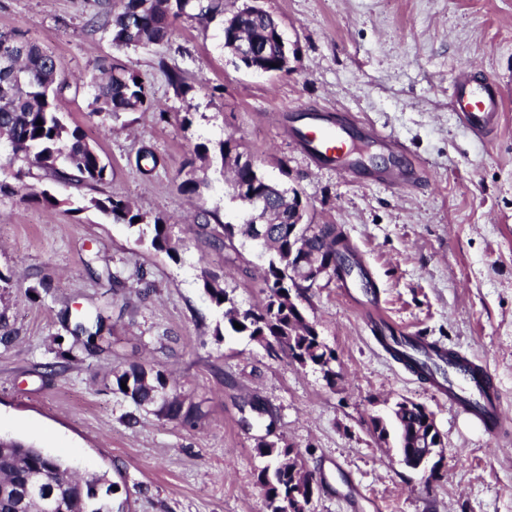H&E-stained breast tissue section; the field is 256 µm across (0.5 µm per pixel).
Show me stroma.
Returning <instances> with one entry per match:
<instances>
[{
  "label": "stroma",
  "instance_id": "35a3bbf8",
  "mask_svg": "<svg viewBox=\"0 0 512 512\" xmlns=\"http://www.w3.org/2000/svg\"><path fill=\"white\" fill-rule=\"evenodd\" d=\"M293 43L289 70L259 74L224 49L221 19L173 22L169 41L113 46L89 20L96 0H0V30L52 52L72 89L57 107L108 165L104 182H49L0 196V434L35 443L74 470L106 475L124 512H270L258 474L260 442L289 447L318 480L312 512H512V0H261ZM117 60L149 88L153 109L92 114L78 86ZM188 95L176 93L170 72ZM462 75L500 83L504 115L486 139L449 108ZM356 118L365 155L381 131L420 166L419 186L372 178L376 165L320 167L293 141L280 110ZM233 138L270 181L297 188L310 224H334L370 274L392 321L427 341L481 359L497 376L506 430L490 434L442 401L376 343L334 277L299 303L332 351L334 379L224 327L202 288L216 273L239 310L267 296L264 261L236 238L215 245L194 223L202 209L228 224L246 208L220 157L194 147ZM158 158L142 175L141 149ZM203 181L201 195L180 190ZM51 188L56 207L32 200ZM129 199L167 220L178 258L153 250L136 228L85 208L92 197ZM102 311L101 340L72 333L76 313ZM165 369L168 393L198 405L193 424L157 416L124 397L114 372ZM435 418L443 447L424 468L404 465L397 432L380 440L401 400ZM366 495L346 501L347 483Z\"/></svg>",
  "mask_w": 512,
  "mask_h": 512
}]
</instances>
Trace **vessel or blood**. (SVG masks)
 Wrapping results in <instances>:
<instances>
[{
  "label": "vessel or blood",
  "instance_id": "vessel-or-blood-1",
  "mask_svg": "<svg viewBox=\"0 0 512 512\" xmlns=\"http://www.w3.org/2000/svg\"><path fill=\"white\" fill-rule=\"evenodd\" d=\"M451 102L460 121L479 135L498 126L503 112L500 86L493 82L455 84ZM292 134L314 164L340 160L350 167L355 162L348 128L330 115L305 113L302 125L293 128ZM364 317L371 331L379 335L383 348L404 349L408 334L392 330L376 298L365 302ZM422 348L427 363L439 366L431 380L435 393L470 415L487 431H498L504 422L503 401L493 374L488 369L475 368L469 360L458 364L445 362L443 347L426 342Z\"/></svg>",
  "mask_w": 512,
  "mask_h": 512
}]
</instances>
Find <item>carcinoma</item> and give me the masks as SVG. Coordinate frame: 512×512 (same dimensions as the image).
Listing matches in <instances>:
<instances>
[{
	"label": "carcinoma",
	"instance_id": "obj_1",
	"mask_svg": "<svg viewBox=\"0 0 512 512\" xmlns=\"http://www.w3.org/2000/svg\"><path fill=\"white\" fill-rule=\"evenodd\" d=\"M123 0L121 11H112V0L99 4L90 21L97 30H107L112 43L118 47H139L158 44L170 39L173 20L187 15L210 21L224 15V0ZM238 21L237 32L245 33L258 43L254 61L281 71L280 57L274 41L275 26L279 20L268 12L250 13L242 9L232 12ZM21 44L23 52L17 57L13 69L0 70V141L11 148L0 168L11 167L21 159L56 180L77 177L87 183L105 180L106 165L97 147L89 143L81 129L70 126L57 112L55 101L70 88L60 77L61 66L56 56L41 45L32 42L17 31H0V53ZM138 75L120 62L113 60L83 80L93 92L92 113L116 117L122 112L145 111L152 107ZM42 125H37V122ZM42 133H37V130ZM264 188L267 203L273 211V224H221L223 239L220 243H233L240 234L255 242L267 256L263 281L268 288L266 303L258 309L238 312L226 309L229 326L239 323L240 333L263 342L272 351H280L302 364H313L323 370L329 379L335 376L330 368L333 353L320 339L314 326L301 318L290 319L293 301L301 297L308 280L294 268H289L290 245L301 242L309 252L321 254L327 261L329 272L342 277L351 270L349 249L341 232L334 224L288 223V198H297L299 192L277 184L259 183ZM91 207L106 218L135 226L133 219L145 223L146 216L119 196L92 198ZM153 248L175 257L181 244L172 237L166 220H153ZM203 287L216 306L228 300L227 291L219 279L204 273ZM103 316L83 315L77 319L73 334L94 341L100 337ZM116 386L126 384L122 394L136 405H152L156 412L169 419L195 422L200 415L197 406L184 405L165 392L167 378L163 370L143 365L114 374ZM401 451L410 447L414 429L422 428L419 419L400 417L397 420ZM261 454L278 460L272 469L263 468L258 479L265 491L271 512H290L288 494L295 475L301 472L294 462L284 460L291 453L274 442H263ZM115 484L105 476L92 475L85 479L74 477L65 462L14 438H0V512H54L57 499L67 501L68 512H124L123 504H114Z\"/></svg>",
	"mask_w": 512,
	"mask_h": 512
}]
</instances>
